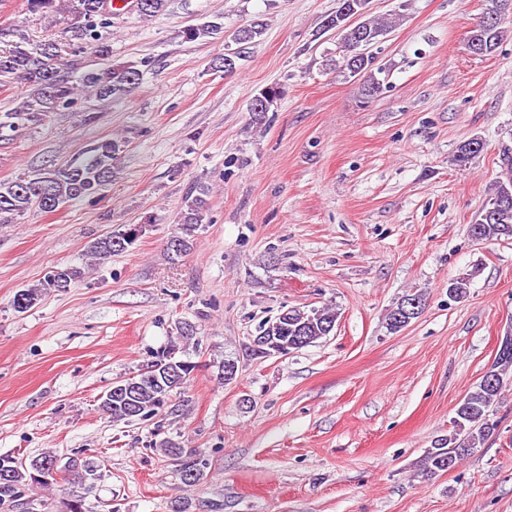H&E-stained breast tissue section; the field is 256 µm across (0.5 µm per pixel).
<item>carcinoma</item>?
Here are the masks:
<instances>
[{"label": "carcinoma", "mask_w": 512, "mask_h": 512, "mask_svg": "<svg viewBox=\"0 0 512 512\" xmlns=\"http://www.w3.org/2000/svg\"><path fill=\"white\" fill-rule=\"evenodd\" d=\"M27 9L40 16L65 13L68 17L66 42L49 38L34 47L23 34L10 49L0 52V86L6 87L15 81H23L31 92L21 98L6 112L0 113V138L13 136L19 127L41 121L48 113L72 107L82 92L95 95L100 100H117L126 96L140 81V71L134 67H120L108 70L89 69L84 66L79 52L83 46H92L104 54L108 46L103 43L104 33L112 26V12L107 0H26ZM491 7L482 13L475 27L469 31L466 46L476 57L492 55L508 35L504 27L505 15L512 10V0H490ZM363 9L361 27L347 25L346 15L351 7ZM368 0H338L336 11L329 15L322 25V31L337 32V49L342 53L341 73L347 78H362L363 103L382 93L388 85L389 72L375 64L371 48L378 45L390 32L391 22L368 17ZM224 24L207 21L193 25L183 31L187 41L212 37L222 33ZM263 23L257 21L237 29L232 41L237 48L225 46L224 53L213 60L215 71H231L243 59L247 45L263 33ZM282 95L277 85L265 87L252 99L250 111L254 119L262 121L274 102ZM483 149L478 138L464 142L458 149L455 161L467 165ZM120 147L114 140L104 141L89 154L71 160L60 166H45L19 178L0 181V223L9 224L35 209L42 213L57 211L66 203L93 197L112 181V168ZM211 188L202 182L194 185L185 197L180 217V233L174 238L181 242L182 249L168 250L174 254L191 248V237L204 223L209 210ZM470 234L480 239L512 237V154L505 153L502 174L491 188L490 197L482 204L476 219L470 225ZM126 232L117 231L97 240L89 252L106 259L120 253L115 241L125 239ZM479 272L453 279L448 284V295L456 300L467 297L473 278ZM82 275L76 267H63L52 271L35 288L23 289L26 299L37 302L42 292L61 284L70 283ZM416 298L425 305L423 295L408 294L393 307L386 319L387 328L399 332L404 325L399 322L408 300ZM338 313L331 307L289 308L277 317L264 322L252 339L250 351L254 355L268 357L276 347H288V351L299 350L316 343L334 330ZM177 360L178 347L171 345L164 349L151 363L153 379L142 383L131 396L130 404L110 398L100 404L101 410L114 421L129 422L135 418L144 419L156 415L170 405L172 398L184 393L196 363L181 360V375H172L166 362ZM512 373V352L498 353L492 366L484 373L474 390L469 392L458 405L448 435L434 441L419 461L422 478L430 479L448 472L475 448L484 445L491 437L498 421L494 419L495 405L508 382L507 374ZM164 455L179 462L180 479L185 474L195 473L199 480L203 472L202 454L196 448H185L179 443L166 441L159 444ZM9 468L7 486H0V512H32L33 501L26 498L27 491L35 486L33 469L15 461L12 455L0 456V470ZM92 466L88 462L75 464L64 470L68 482L79 492L86 488L87 476Z\"/></svg>", "instance_id": "obj_1"}]
</instances>
